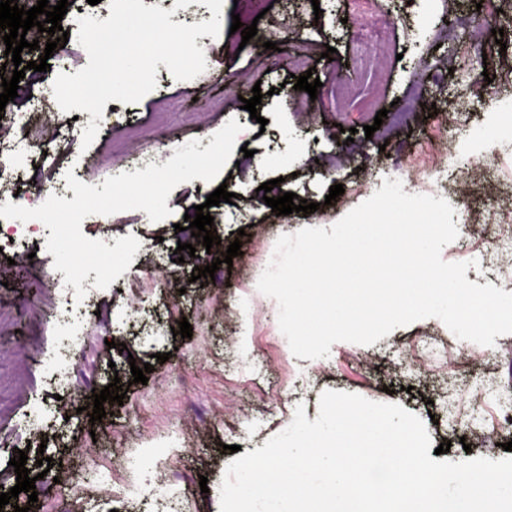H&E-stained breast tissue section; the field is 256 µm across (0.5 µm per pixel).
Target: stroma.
I'll return each mask as SVG.
<instances>
[{"mask_svg": "<svg viewBox=\"0 0 512 512\" xmlns=\"http://www.w3.org/2000/svg\"><path fill=\"white\" fill-rule=\"evenodd\" d=\"M477 0H225L221 33L205 46L214 60L202 81L175 80L166 66L157 69L156 88L127 112L100 121L88 149L53 140L43 124L51 158L28 171L47 189L58 188L67 172L102 186L117 162L131 165L142 156L164 165L177 147L196 139L209 146L228 120L242 130L237 148L220 174L233 203L210 207L219 245L198 257L175 262L178 243L190 231H175L185 212L205 203L216 185L196 178L177 186L167 199L169 219L152 222L141 210L96 216L86 235L114 245L128 235L140 240L128 270L96 292V311L87 317L71 392L55 399L46 379V361L58 351L54 324L58 305L54 257L46 248L51 234L20 249L0 253V271L11 285L0 288V486L14 487L9 460L15 450L28 456L36 475L38 500L29 512H165V500L145 496L112 499L96 483L98 470L153 448L168 455L155 470L157 485L179 484L183 512H220V486L231 446L251 452L264 446L293 420L304 404L316 420L323 391H345L400 404L426 422L433 445L450 440L446 460L504 458L497 438L484 428L482 408L449 409L448 402L480 392L484 406L512 404V334L496 337L487 348L458 339L442 321L422 319L396 328L370 346L332 345L328 357H283L278 305L261 294L257 281L269 264L277 238L303 227H330L381 189L384 179L417 160L437 171L435 197L449 201L459 229L453 248H466L474 267L468 281L500 285L486 256L483 239L512 222V181H499L495 161L469 141L457 163L449 132L467 139L476 127L491 131L500 150L512 152V111L497 112L488 102L512 97V0H491L502 40L472 27ZM258 29L250 41L231 33L233 19ZM275 49H266V42ZM334 48L325 59L326 48ZM306 54L321 85L317 96L293 89L288 80L293 56ZM50 69L26 70L10 112H24L32 96L49 95L58 65L68 73L85 67L86 50L76 38L55 49ZM492 81H485V74ZM264 93L256 113L242 109L253 86ZM387 117H379V110ZM374 126L365 136L363 126ZM355 128L347 137V128ZM252 149L245 157L244 149ZM281 179V189L318 203L317 211L276 215L258 194L262 183ZM345 192L326 202L332 185ZM247 229L238 237V229ZM240 241L242 253L224 265L226 250ZM219 262L215 280L191 281L195 268ZM191 337H174L181 320ZM126 344L119 353L118 344ZM156 364L147 384L125 387L122 404L109 421L90 423L71 406L74 393L91 396L115 372ZM45 400L50 422L27 426L30 402ZM68 463L66 473L43 471L40 456ZM207 484H200V477Z\"/></svg>", "mask_w": 512, "mask_h": 512, "instance_id": "obj_1", "label": "stroma"}]
</instances>
